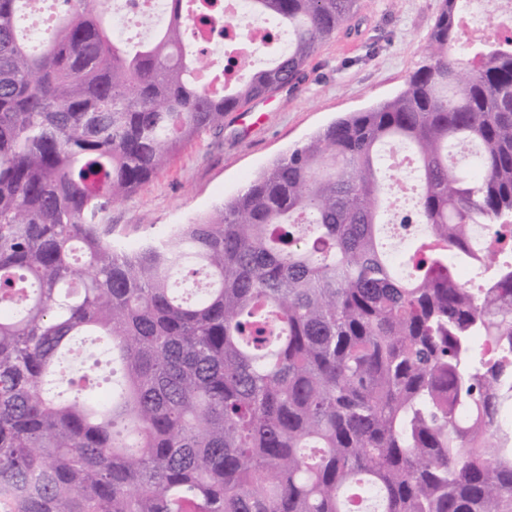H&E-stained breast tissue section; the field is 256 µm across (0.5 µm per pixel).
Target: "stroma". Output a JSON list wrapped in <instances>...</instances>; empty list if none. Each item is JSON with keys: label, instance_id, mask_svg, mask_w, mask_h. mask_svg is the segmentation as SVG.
Instances as JSON below:
<instances>
[{"label": "stroma", "instance_id": "1", "mask_svg": "<svg viewBox=\"0 0 512 512\" xmlns=\"http://www.w3.org/2000/svg\"><path fill=\"white\" fill-rule=\"evenodd\" d=\"M441 0H359L357 13L309 60L305 78L232 112L158 175L112 207V236L137 243L228 199L275 158L337 117L399 93L426 57Z\"/></svg>", "mask_w": 512, "mask_h": 512}]
</instances>
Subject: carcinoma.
Masks as SVG:
<instances>
[{"instance_id": "obj_1", "label": "carcinoma", "mask_w": 512, "mask_h": 512, "mask_svg": "<svg viewBox=\"0 0 512 512\" xmlns=\"http://www.w3.org/2000/svg\"><path fill=\"white\" fill-rule=\"evenodd\" d=\"M66 2L34 40L0 0V512H512V30L465 72L442 0L398 95L127 249L112 204L303 79L358 0H247L288 45L229 87L186 14L216 0L137 44ZM389 144L438 243L400 261ZM79 336L104 399L58 390Z\"/></svg>"}]
</instances>
